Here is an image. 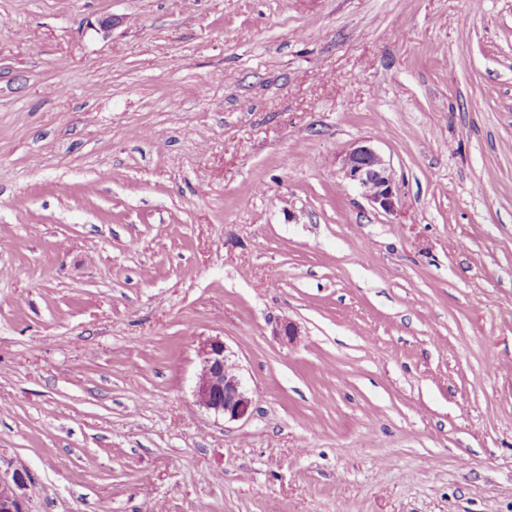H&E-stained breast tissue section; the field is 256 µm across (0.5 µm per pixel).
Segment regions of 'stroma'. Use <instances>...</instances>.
I'll use <instances>...</instances> for the list:
<instances>
[{"label": "stroma", "mask_w": 512, "mask_h": 512, "mask_svg": "<svg viewBox=\"0 0 512 512\" xmlns=\"http://www.w3.org/2000/svg\"><path fill=\"white\" fill-rule=\"evenodd\" d=\"M215 336L248 420L193 398ZM17 470L28 512H512V0H0ZM337 160L344 179L358 187L373 207L397 214L399 187L395 172L370 140L351 145Z\"/></svg>", "instance_id": "35a3bbf8"}]
</instances>
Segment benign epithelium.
I'll return each instance as SVG.
<instances>
[{
    "instance_id": "obj_1",
    "label": "benign epithelium",
    "mask_w": 512,
    "mask_h": 512,
    "mask_svg": "<svg viewBox=\"0 0 512 512\" xmlns=\"http://www.w3.org/2000/svg\"><path fill=\"white\" fill-rule=\"evenodd\" d=\"M343 177L358 187L373 207L389 214L398 212L399 187L390 163L369 140H361L337 157ZM273 334L285 345H293L300 336L298 324L279 320ZM199 369L193 397L195 403L228 422L248 419L255 400L247 387L234 351L219 336L208 338L197 348ZM30 476L23 471L0 474V512H26L24 489Z\"/></svg>"
}]
</instances>
